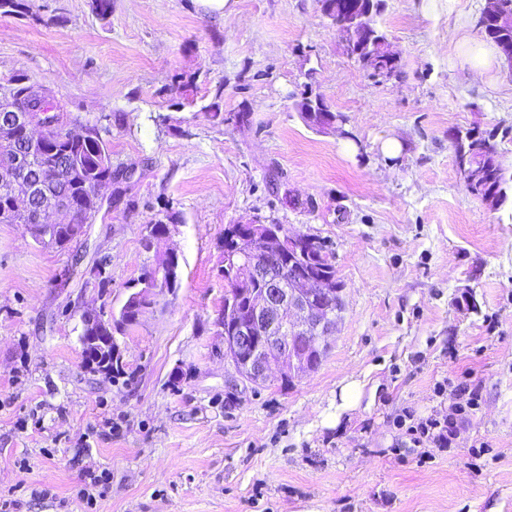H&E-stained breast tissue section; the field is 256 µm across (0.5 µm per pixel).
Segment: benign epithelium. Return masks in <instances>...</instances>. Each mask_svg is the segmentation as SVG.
Segmentation results:
<instances>
[{
    "label": "benign epithelium",
    "mask_w": 512,
    "mask_h": 512,
    "mask_svg": "<svg viewBox=\"0 0 512 512\" xmlns=\"http://www.w3.org/2000/svg\"><path fill=\"white\" fill-rule=\"evenodd\" d=\"M365 7L346 11L334 21L336 29L351 37L348 51L355 57L357 45L372 33L365 25L367 9L383 7V0H360ZM479 26L499 31L512 30V10L491 0ZM302 114L311 127L325 130L344 122L341 113H333L316 96L302 97ZM38 127L50 129L46 136H35ZM71 129L60 122L47 124L38 113L25 108L11 97L0 98V186L13 193L15 210L26 218L35 211L38 225L33 228L43 244H59L69 228L67 222L48 220L53 211L70 215L65 199H50L31 205L41 182L34 180L29 169L38 151L48 142ZM315 243L308 236L285 237L271 224L256 220L242 222L224 240V265L234 271V287L225 290L224 308L217 313V324L224 335V360L234 368L239 379L254 386L271 380V366H278L277 378L290 382L313 372L330 347L336 332L342 288L322 274L311 272L315 261L328 262L325 253L304 249L302 243ZM292 256L288 268L277 263L283 252ZM78 338L85 365L92 368L120 347L112 336V316L105 308L91 307L80 315Z\"/></svg>",
    "instance_id": "obj_1"
}]
</instances>
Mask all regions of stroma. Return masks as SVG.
I'll use <instances>...</instances> for the list:
<instances>
[{
    "mask_svg": "<svg viewBox=\"0 0 512 512\" xmlns=\"http://www.w3.org/2000/svg\"><path fill=\"white\" fill-rule=\"evenodd\" d=\"M32 3L0 14V83L51 85L133 176L65 247L0 224V512H512V197L470 195L452 141L504 132L512 173V69L481 83L448 45L457 20L481 38L488 0H384L387 80L316 0ZM308 89L342 127L305 124ZM249 220L315 237L343 286L326 357L289 386L228 385L219 243ZM167 251L179 286L119 337L124 376L90 372L81 312H119ZM447 378L478 405L421 462L394 419L446 415Z\"/></svg>",
    "mask_w": 512,
    "mask_h": 512,
    "instance_id": "obj_1",
    "label": "stroma"
}]
</instances>
